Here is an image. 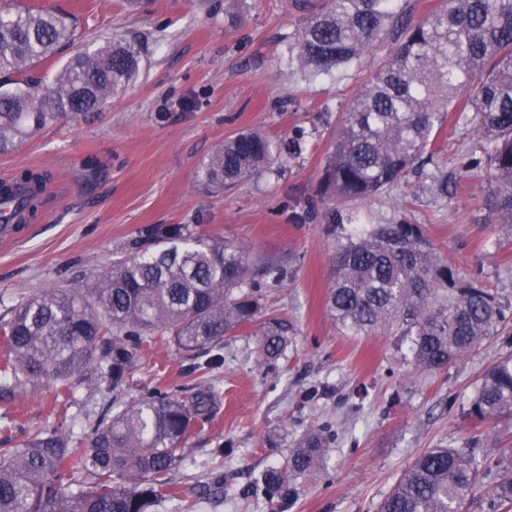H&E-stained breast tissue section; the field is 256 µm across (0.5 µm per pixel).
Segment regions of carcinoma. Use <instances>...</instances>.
<instances>
[{
	"label": "carcinoma",
	"mask_w": 512,
	"mask_h": 512,
	"mask_svg": "<svg viewBox=\"0 0 512 512\" xmlns=\"http://www.w3.org/2000/svg\"><path fill=\"white\" fill-rule=\"evenodd\" d=\"M307 11L285 45L288 61L308 76L361 63L376 44L393 50L342 117L320 180L321 206L332 235L333 284L326 306L351 336L386 331L407 345L405 362L440 370L505 329L498 298L472 281L461 284L418 224H372L359 216L344 224L338 207L401 185L430 151L445 113L459 103L474 112L487 165L500 186L499 204L512 213V0H440L423 20H411L409 0H301ZM78 38L65 12L30 7L0 13V152L63 114L83 115L122 94L137 77L141 50L134 41L107 40L75 53L49 84L36 64ZM302 149V139H273L257 131L224 141L199 179L217 190L277 173ZM48 175L26 171L0 182V204L23 193L0 221L21 226L36 217ZM281 281L288 269L256 268L235 242L193 236L186 224H157L135 252L93 275L78 291L46 288L0 320V382L14 387L50 383L66 393L96 367L97 380L120 388L134 350L153 335L181 350L224 360V338L261 319L256 272ZM260 350L275 358L288 345V325L261 323ZM104 356L95 357L98 347ZM212 394L185 400L154 391L100 421L83 444L53 428L25 429L0 418V430L20 433L0 448V512H153L166 475L195 428L211 416ZM480 422L512 416V356L483 374L469 409ZM329 448L327 428L305 432L285 463L255 483L270 500H288L291 479L311 474ZM486 461L457 448L419 454L377 512H462L465 496ZM91 476L79 482L74 474ZM489 512H512V461L503 464Z\"/></svg>",
	"instance_id": "obj_1"
}]
</instances>
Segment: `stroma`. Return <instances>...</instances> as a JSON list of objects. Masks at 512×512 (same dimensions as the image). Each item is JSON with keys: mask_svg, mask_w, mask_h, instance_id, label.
I'll list each match as a JSON object with an SVG mask.
<instances>
[{"mask_svg": "<svg viewBox=\"0 0 512 512\" xmlns=\"http://www.w3.org/2000/svg\"><path fill=\"white\" fill-rule=\"evenodd\" d=\"M74 14L76 49L106 39L137 40L139 76L119 96L85 115H64L0 153V178L45 171L42 205L21 242L0 248V318L42 288L81 287L128 252L157 224L235 241L251 258L288 266L287 280L261 284L263 314L288 325L275 359L258 351L260 328L224 340L223 366L197 369L168 337L136 352L121 390L83 384L57 395L51 384L0 388V417L24 427L55 425L90 434L118 405L154 390L189 398L212 387L211 420L189 438L170 471L156 512L201 502V512H377L397 477L424 450L473 448L499 459L512 453V421L481 423L467 414L483 372L512 355V326L439 372L408 366L394 337L350 336L326 308L336 240L318 199L324 159L339 120L389 54L379 45L359 65L305 77L283 56L304 12L295 0H250L244 23L231 0H16ZM471 113H448L427 172L358 207L374 223L422 225L460 281H478L512 308V216L497 204L486 168L463 173L461 155L481 156ZM274 139L303 133L302 152L279 173L224 192L197 180L200 164L238 132ZM448 180L439 195L431 174ZM330 424L334 439L313 475L276 505L252 491L309 428ZM223 448L216 457L215 448Z\"/></svg>", "mask_w": 512, "mask_h": 512, "instance_id": "stroma-1", "label": "stroma"}]
</instances>
